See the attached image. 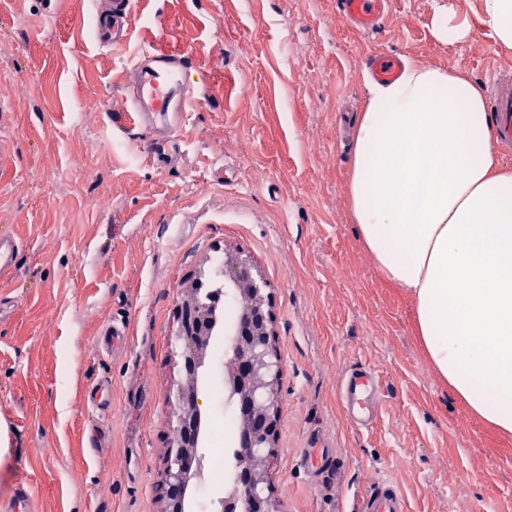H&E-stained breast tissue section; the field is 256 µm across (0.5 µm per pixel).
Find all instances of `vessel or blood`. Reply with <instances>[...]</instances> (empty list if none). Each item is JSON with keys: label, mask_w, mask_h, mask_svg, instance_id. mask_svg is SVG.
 Masks as SVG:
<instances>
[{"label": "vessel or blood", "mask_w": 512, "mask_h": 512, "mask_svg": "<svg viewBox=\"0 0 512 512\" xmlns=\"http://www.w3.org/2000/svg\"><path fill=\"white\" fill-rule=\"evenodd\" d=\"M130 0H113L112 9L98 12L100 36L120 41L129 20ZM386 0H338L342 21L366 31L376 28ZM193 67L183 56L141 49L136 63L126 71L125 86L129 110L135 123L153 127V135L138 143L143 161L164 167L181 156L184 143L180 128L186 112L195 102L198 88ZM494 134L505 152H512V71L502 69L491 78ZM20 242L14 234L0 231V277L12 275ZM339 395L351 424L366 428L376 422L383 402L379 378L369 368L346 370L339 383ZM351 512H408L406 497L392 480L376 481L357 497Z\"/></svg>", "instance_id": "obj_1"}]
</instances>
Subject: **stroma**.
Listing matches in <instances>:
<instances>
[{"instance_id": "stroma-1", "label": "stroma", "mask_w": 512, "mask_h": 512, "mask_svg": "<svg viewBox=\"0 0 512 512\" xmlns=\"http://www.w3.org/2000/svg\"><path fill=\"white\" fill-rule=\"evenodd\" d=\"M95 0H0V229L22 244L0 279V420L10 427L0 512L28 485L40 512H161L186 376L182 290L239 254L268 297L279 413L268 482L277 512H344L381 478L409 512H512V435L450 392L415 332L412 302L359 241L345 192L354 128L379 55L488 84L512 49L481 0H390L377 30L341 21L337 0H135L123 49L96 37ZM469 37L450 44L433 18ZM147 46L206 76L187 116L186 161L134 152L124 71ZM231 178L210 176L214 163ZM124 323L125 345L101 349ZM223 334L195 380L204 420L224 424ZM362 364L384 388L358 429L338 393ZM329 441L336 468L303 449ZM433 29L438 39L451 43L462 41L469 34V29L464 24L457 22L454 16L448 12H441L435 16Z\"/></svg>"}]
</instances>
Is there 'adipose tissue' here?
Instances as JSON below:
<instances>
[{
	"instance_id": "obj_1",
	"label": "adipose tissue",
	"mask_w": 512,
	"mask_h": 512,
	"mask_svg": "<svg viewBox=\"0 0 512 512\" xmlns=\"http://www.w3.org/2000/svg\"><path fill=\"white\" fill-rule=\"evenodd\" d=\"M347 199L451 393L512 435V170L495 151L484 87L414 63L369 82Z\"/></svg>"
}]
</instances>
